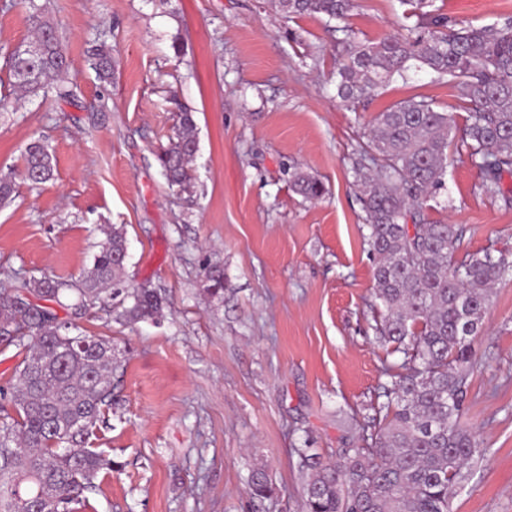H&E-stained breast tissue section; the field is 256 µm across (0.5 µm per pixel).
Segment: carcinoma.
Instances as JSON below:
<instances>
[{"instance_id": "carcinoma-1", "label": "carcinoma", "mask_w": 512, "mask_h": 512, "mask_svg": "<svg viewBox=\"0 0 512 512\" xmlns=\"http://www.w3.org/2000/svg\"><path fill=\"white\" fill-rule=\"evenodd\" d=\"M406 33L377 42L360 39L345 26L338 41L341 64L337 95L358 104L412 69L427 70L460 86L466 117L436 109L424 96L400 100L379 113L359 145L353 167L368 242L375 257V296L380 301L376 332L404 355L388 368V381L372 419L371 443L343 448L334 462L301 449L310 476L304 512H449L453 490L469 477L477 443L462 421L474 373V341L495 284L512 274L508 255L497 249L460 253L463 228L428 221L427 203L445 186L448 149L465 153L479 170L481 192L512 208V17L499 28L451 22L434 0H402ZM290 18L323 15L344 21L353 0H275ZM40 46L35 57L15 49L8 55L13 89L36 95L49 87L60 99L74 97L64 83L68 68L55 27L28 0ZM92 66L112 78V56L92 51ZM198 141L193 113L180 109L179 126L157 153L168 187L181 193L191 183L190 162ZM53 156L40 140L24 150L22 177L32 184L54 178ZM293 189L307 199L323 195L315 177L297 170ZM123 231L113 227L76 283L44 277L0 289V342L25 352L10 400L17 417L0 422V512H79L97 492L105 465L91 448L97 424L112 408V344L98 336L73 335L72 325L52 308L30 305L19 289L61 303L67 291L78 308L110 292V307L139 321L157 318L164 298L152 288H125ZM212 299L224 298V274L205 275ZM252 494L265 498L273 487L265 471H252Z\"/></svg>"}]
</instances>
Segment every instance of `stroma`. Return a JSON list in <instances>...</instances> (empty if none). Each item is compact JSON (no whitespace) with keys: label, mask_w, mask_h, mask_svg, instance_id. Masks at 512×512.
<instances>
[{"label":"stroma","mask_w":512,"mask_h":512,"mask_svg":"<svg viewBox=\"0 0 512 512\" xmlns=\"http://www.w3.org/2000/svg\"><path fill=\"white\" fill-rule=\"evenodd\" d=\"M57 29L77 95L17 100L3 55L29 40V11L0 0V174L48 143L52 183L18 182L0 206V288L45 276L78 281L110 227L122 228L125 286L156 289L162 315L112 320L55 311L112 342V408L92 446L107 460L83 512H302L299 449L335 461L363 447L399 361L376 333L375 260L352 168L375 117L419 95L458 113L461 91L410 71L351 109L336 91L338 34L319 16L284 17L273 0H36ZM449 20L500 26L512 0H436ZM399 0H354L371 41L401 33ZM105 45L114 73L89 56ZM194 115L192 186L167 187L156 154ZM319 178L320 200L292 188ZM467 156L451 155L429 221L465 227L462 248L512 253V209L486 198ZM224 272L209 298L205 270ZM463 421L479 451L451 512H512V279L496 285L475 343ZM264 469L272 495L253 500ZM293 189L307 199H318L323 195V185L315 177L296 170L292 177Z\"/></svg>","instance_id":"stroma-1"}]
</instances>
